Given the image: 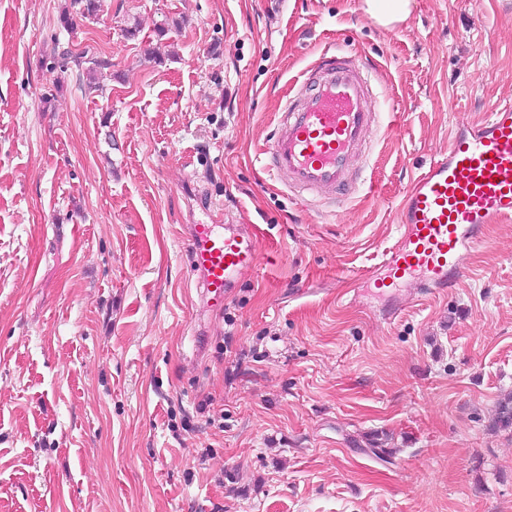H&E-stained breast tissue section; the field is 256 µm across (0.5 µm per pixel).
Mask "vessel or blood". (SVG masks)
Instances as JSON below:
<instances>
[{
  "mask_svg": "<svg viewBox=\"0 0 512 512\" xmlns=\"http://www.w3.org/2000/svg\"><path fill=\"white\" fill-rule=\"evenodd\" d=\"M369 74L351 54L318 59L304 92L288 99L264 155L288 191L305 199L344 189L358 148L375 122ZM435 161L407 190L401 208L404 231L389 251L388 278L450 288L464 275L462 250L481 239L485 225L512 222V104L492 107L490 117L470 128L466 116ZM191 271L208 307L222 305L237 277L259 262L255 233L237 224H196L187 243Z\"/></svg>",
  "mask_w": 512,
  "mask_h": 512,
  "instance_id": "vessel-or-blood-1",
  "label": "vessel or blood"
}]
</instances>
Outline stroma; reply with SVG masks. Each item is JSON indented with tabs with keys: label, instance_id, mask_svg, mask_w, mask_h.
<instances>
[{
	"label": "stroma",
	"instance_id": "stroma-1",
	"mask_svg": "<svg viewBox=\"0 0 512 512\" xmlns=\"http://www.w3.org/2000/svg\"><path fill=\"white\" fill-rule=\"evenodd\" d=\"M68 4L0 0V512H512V223L456 287L364 277L458 113L512 103V0L390 32L360 0ZM326 49L378 119L357 191L305 205L263 148ZM82 50L103 93L53 67ZM212 222L261 258L204 312L185 237ZM100 8V0H70V8L65 11L62 21L65 26H71L74 24L77 17L81 19L96 17ZM73 62H75L78 67L84 69V73L86 74L85 86L88 91L99 90V87L95 84V74L99 70L112 68V60L110 58L94 54L89 56L88 51H83L77 57H74ZM83 65H85L84 68Z\"/></svg>",
	"mask_w": 512,
	"mask_h": 512
}]
</instances>
